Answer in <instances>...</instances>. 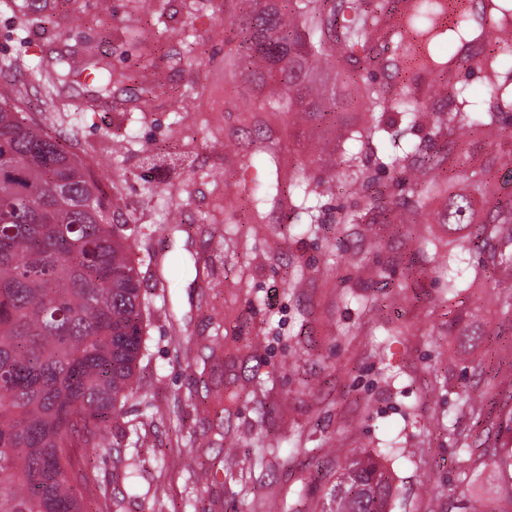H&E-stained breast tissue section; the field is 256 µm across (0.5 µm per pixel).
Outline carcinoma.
Wrapping results in <instances>:
<instances>
[{"instance_id": "cac0c4a2", "label": "carcinoma", "mask_w": 512, "mask_h": 512, "mask_svg": "<svg viewBox=\"0 0 512 512\" xmlns=\"http://www.w3.org/2000/svg\"><path fill=\"white\" fill-rule=\"evenodd\" d=\"M249 0L229 15L240 35L239 74L251 79L262 102L275 99L284 112L307 120L331 112L335 90L316 84V71L331 60L371 69L387 66L391 36L383 0ZM482 14L512 32V8L481 0ZM354 14L336 31V16ZM368 46L360 59L353 48ZM93 80L106 89L128 78L108 63L93 64ZM491 101L476 124L499 127L512 110V90L500 80L498 55L481 54ZM53 84L70 85L85 69L72 58L52 63ZM449 107L431 109L429 140L456 147L457 131L471 122L469 101L446 79ZM371 112L408 107L409 92L368 91ZM420 151L392 161L387 200L374 207L375 182L345 178L354 209L338 224H373L375 208L388 206L405 220L421 215L404 193L437 190ZM473 201L450 199L442 223H473ZM136 228L114 224L106 194L89 168L58 139L26 122L0 97V512H83L78 488L81 448H94L110 430L123 400L134 394L143 341L142 282L128 253ZM471 244L483 248L512 275V206L490 214ZM398 493L394 479L370 453L354 454L331 493V512H389Z\"/></svg>"}]
</instances>
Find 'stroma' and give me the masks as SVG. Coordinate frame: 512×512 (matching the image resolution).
<instances>
[{
    "instance_id": "1",
    "label": "stroma",
    "mask_w": 512,
    "mask_h": 512,
    "mask_svg": "<svg viewBox=\"0 0 512 512\" xmlns=\"http://www.w3.org/2000/svg\"><path fill=\"white\" fill-rule=\"evenodd\" d=\"M243 9L48 0L29 22L24 0H0V93L75 151L116 220L138 230V391L90 451L80 484L90 512H328L338 473L363 450L395 479L391 512H457L462 491L494 505L498 467L486 452L512 448V315L483 297L507 276L488 254L463 251L461 227L337 223L342 170L387 180L428 124L390 111L361 137L365 89L394 83L389 69L342 70L324 121L296 125L262 105L229 46L227 14ZM62 55L102 58L131 78L47 94L45 71ZM457 144L434 145L442 192L426 211L461 193L481 220L512 204V165H487L512 152V126L496 137L467 127ZM322 167L335 176L328 195L303 179ZM487 180L494 195L479 188ZM173 214L181 227L161 236ZM463 390L484 396L481 415L462 407ZM452 427L468 452L449 441ZM467 455L480 462L468 473Z\"/></svg>"
}]
</instances>
